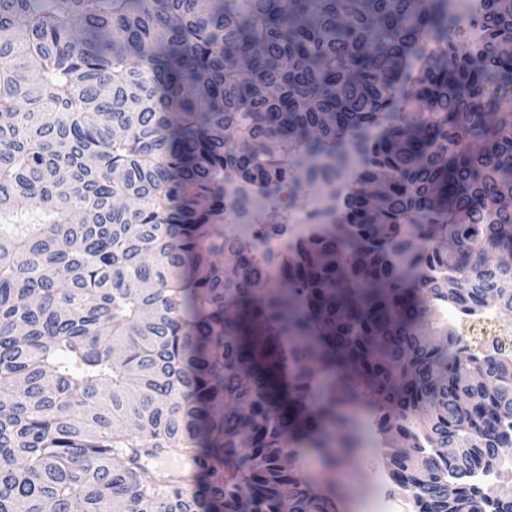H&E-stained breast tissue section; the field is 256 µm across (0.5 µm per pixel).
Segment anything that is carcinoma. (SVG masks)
<instances>
[{
  "label": "carcinoma",
  "instance_id": "carcinoma-1",
  "mask_svg": "<svg viewBox=\"0 0 512 512\" xmlns=\"http://www.w3.org/2000/svg\"><path fill=\"white\" fill-rule=\"evenodd\" d=\"M511 200L512 0H0V512H336L341 408L512 512V354L430 322L512 312Z\"/></svg>",
  "mask_w": 512,
  "mask_h": 512
}]
</instances>
